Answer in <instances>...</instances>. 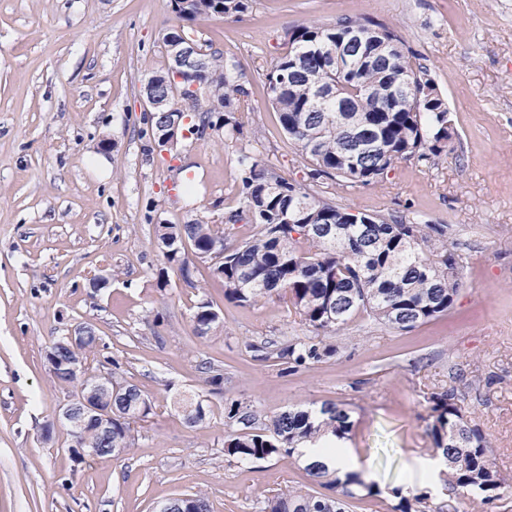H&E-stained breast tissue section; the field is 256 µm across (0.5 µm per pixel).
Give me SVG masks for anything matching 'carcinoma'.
<instances>
[{
  "instance_id": "obj_1",
  "label": "carcinoma",
  "mask_w": 512,
  "mask_h": 512,
  "mask_svg": "<svg viewBox=\"0 0 512 512\" xmlns=\"http://www.w3.org/2000/svg\"><path fill=\"white\" fill-rule=\"evenodd\" d=\"M250 0H173L176 16L188 22L213 16L242 14ZM360 34L352 51L331 56L351 33ZM202 68L197 78L208 97L187 94L188 110L197 121L187 131L198 135L207 128L224 129V136L240 133L235 118L239 96L246 94L228 72L241 65L229 63L223 52L199 45ZM269 99L280 124L311 164L308 177H334L351 185L377 183L399 160H428L441 153L451 138L448 105L433 81L417 68L405 40L395 29L369 18H350L333 27L316 22L290 32L288 50L266 73ZM221 101L224 114L212 119L209 99ZM238 182L244 206L224 213V223L235 224L250 213L255 233L236 243L226 241L204 217L190 224H160L157 236L164 257L176 264L180 277L194 284L196 262H209L215 251L222 260L212 266L224 285V298L238 305L286 296L313 336H295L277 357L298 366L315 364L335 352L322 337L359 313L389 327L408 331L448 314L453 308L466 257L448 244L446 224H405L395 217L368 216V223L352 221L354 213L335 200L288 181L264 160L243 153L238 160ZM187 241L197 255L182 256L175 247ZM194 332L203 338L220 328V317L210 302L197 303ZM56 342L65 360L84 359L98 351L101 338L91 330L78 345ZM98 398L95 377L55 375ZM435 451L447 463L445 482L452 491L471 492L481 501L503 498L502 479L486 435L461 412L453 389L430 396ZM183 418L198 426L207 418L203 401H176ZM151 409L148 398L134 385L112 394V433L102 435L97 425L80 429L84 448H110L116 457L134 445L132 424ZM228 419L238 426L224 440V452L245 460L276 455L301 457L299 448L330 433L345 438L350 415L342 404L325 403L318 410L288 409L256 430L253 411L232 403ZM305 470L325 492L282 489L263 502L262 512H346L347 499L357 490L379 494L375 486L348 473L343 477L311 462ZM428 495L400 498L394 512H426ZM186 512H210L201 494L185 497Z\"/></svg>"
}]
</instances>
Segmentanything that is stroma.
<instances>
[{"label":"stroma","instance_id":"stroma-1","mask_svg":"<svg viewBox=\"0 0 512 512\" xmlns=\"http://www.w3.org/2000/svg\"><path fill=\"white\" fill-rule=\"evenodd\" d=\"M359 17L402 35L448 103L452 137L438 157L399 161L377 183H313L265 74L295 27ZM179 24L171 0H0V512H158L197 492L211 512H261L281 488H310L296 458L225 455L235 402L260 425L289 408L344 404L348 439L380 490L349 512H392L394 488L433 455L429 396L442 388L456 389L512 483V0H251L243 14L189 24L240 61L242 130L162 151L144 83L166 68L162 35ZM244 152L354 210L448 225L467 259L451 312L409 331L353 318L326 339L335 355L289 369L278 349L312 330L288 298L228 302L207 266L186 284L157 245L158 225L202 216L228 241L253 234L222 222L242 204ZM98 154L110 164L104 178L87 165ZM186 169L192 206L169 187ZM103 273L107 287L92 288ZM203 299L222 321L208 338L193 331ZM74 324L92 325L104 344L86 354L85 373L114 360L117 379L151 401L120 456L78 463L63 427L45 431L76 390L54 379L44 352ZM205 363L222 371L221 393L206 383ZM181 394L206 397L203 425L175 410Z\"/></svg>","mask_w":512,"mask_h":512}]
</instances>
